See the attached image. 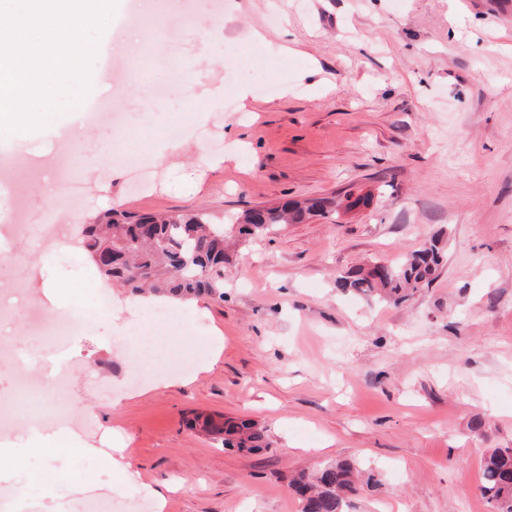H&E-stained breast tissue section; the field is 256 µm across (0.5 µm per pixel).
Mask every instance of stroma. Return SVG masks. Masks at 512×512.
<instances>
[{
	"label": "stroma",
	"instance_id": "35a3bbf8",
	"mask_svg": "<svg viewBox=\"0 0 512 512\" xmlns=\"http://www.w3.org/2000/svg\"><path fill=\"white\" fill-rule=\"evenodd\" d=\"M221 3L223 31L201 26L212 0H193L186 32L177 0H149L152 23L120 52L137 84L92 69L86 100H118L123 127L67 102L56 133H0V158L15 161L0 184L11 301L90 314L58 351L74 368L68 422L0 436L19 459L0 472V512H82L89 494L108 512L138 498L151 512H301L291 475L346 458L380 479L350 512H493L484 456L512 448V0ZM168 38L182 40L190 77L151 98L172 66ZM65 141L85 183L75 211L45 190ZM123 154L154 181L133 186ZM312 198L332 200L328 217L232 246L223 301L167 303L172 322L118 288L111 307L98 303L103 282L79 241L108 209L220 218ZM18 205L31 224L54 215L69 251L16 237ZM432 238L446 264L405 303L337 289L339 274ZM207 417L255 420L271 446L224 449L200 428ZM59 432L79 452L56 467L83 479L47 496L23 473L43 463L31 439Z\"/></svg>",
	"mask_w": 512,
	"mask_h": 512
}]
</instances>
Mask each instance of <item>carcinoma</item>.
Wrapping results in <instances>:
<instances>
[{"label":"carcinoma","instance_id":"carcinoma-1","mask_svg":"<svg viewBox=\"0 0 512 512\" xmlns=\"http://www.w3.org/2000/svg\"><path fill=\"white\" fill-rule=\"evenodd\" d=\"M328 201L304 205L284 202L272 207H252L235 218L226 232L224 222L201 212L165 215L135 214L110 209L82 231V248L99 274L135 295L147 288L158 295L191 301L207 296L224 300V263L228 241L264 234L276 224H299L322 212ZM444 257L443 247L431 239L407 253L396 264L377 263L336 278V287L354 290L379 300L401 304L435 278ZM203 429L224 437V447L257 452L266 447L264 431L249 420H205ZM355 462L337 460L315 472L301 471L290 486L301 498L302 512H348L350 499L379 481L370 473L360 480ZM480 493L494 512H512V448H494L483 463Z\"/></svg>","mask_w":512,"mask_h":512}]
</instances>
